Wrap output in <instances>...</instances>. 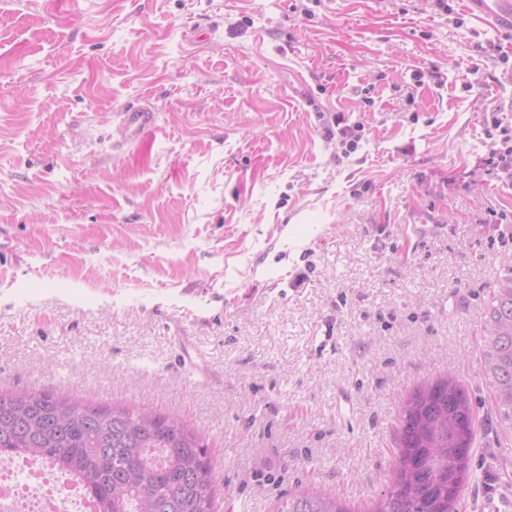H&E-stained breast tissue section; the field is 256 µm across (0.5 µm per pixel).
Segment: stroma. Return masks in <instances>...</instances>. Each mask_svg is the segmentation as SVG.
<instances>
[{
    "label": "stroma",
    "instance_id": "1",
    "mask_svg": "<svg viewBox=\"0 0 512 512\" xmlns=\"http://www.w3.org/2000/svg\"><path fill=\"white\" fill-rule=\"evenodd\" d=\"M449 4L0 0V391L179 416L218 512H370L402 401L449 371L479 421L454 512H512L480 361L512 39ZM122 124L127 130L138 132L146 126L153 124V111L149 105H142L137 108H130L121 112ZM347 120L344 114L340 112L336 113V116L333 117V124H336V141H338L344 149V155L349 156L359 148V143L362 140L361 132L364 129V125L360 122L348 125ZM336 498L323 494L301 493L281 500L277 512H347Z\"/></svg>",
    "mask_w": 512,
    "mask_h": 512
}]
</instances>
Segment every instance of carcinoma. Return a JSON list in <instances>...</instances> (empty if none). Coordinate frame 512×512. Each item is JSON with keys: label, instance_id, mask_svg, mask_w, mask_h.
<instances>
[{"label": "carcinoma", "instance_id": "1", "mask_svg": "<svg viewBox=\"0 0 512 512\" xmlns=\"http://www.w3.org/2000/svg\"><path fill=\"white\" fill-rule=\"evenodd\" d=\"M483 367L498 415L512 420V271L485 309ZM478 421L448 375L405 401L404 446L373 512H454ZM37 457L79 479L98 512H216L203 439L184 422L145 409L86 404L43 391L0 392V459ZM278 512H347L335 498L301 493Z\"/></svg>", "mask_w": 512, "mask_h": 512}]
</instances>
